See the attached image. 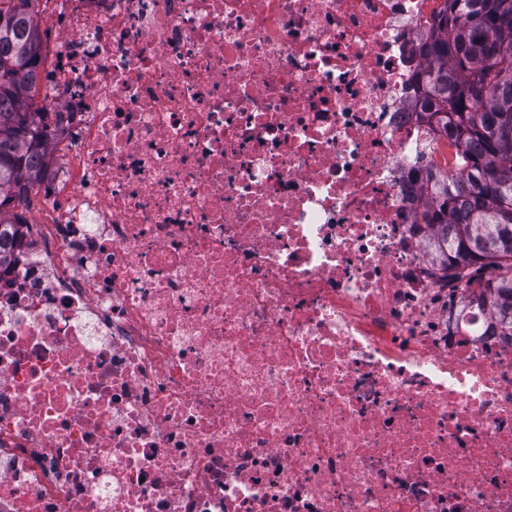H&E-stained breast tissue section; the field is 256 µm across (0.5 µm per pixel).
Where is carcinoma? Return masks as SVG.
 I'll return each instance as SVG.
<instances>
[{
    "label": "carcinoma",
    "mask_w": 512,
    "mask_h": 512,
    "mask_svg": "<svg viewBox=\"0 0 512 512\" xmlns=\"http://www.w3.org/2000/svg\"><path fill=\"white\" fill-rule=\"evenodd\" d=\"M31 0H0V268L15 262L22 217L11 211L41 181L52 148L50 113L29 94L43 65ZM418 52L420 108L452 141V170L427 172L421 223L433 228L432 262L489 293L512 336V0H444Z\"/></svg>",
    "instance_id": "carcinoma-1"
}]
</instances>
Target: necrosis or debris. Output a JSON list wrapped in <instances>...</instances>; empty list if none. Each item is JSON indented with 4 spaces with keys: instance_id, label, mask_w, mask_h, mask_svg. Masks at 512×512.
<instances>
[{
    "instance_id": "necrosis-or-debris-1",
    "label": "necrosis or debris",
    "mask_w": 512,
    "mask_h": 512,
    "mask_svg": "<svg viewBox=\"0 0 512 512\" xmlns=\"http://www.w3.org/2000/svg\"><path fill=\"white\" fill-rule=\"evenodd\" d=\"M440 3L61 0L0 512H512V336L413 219Z\"/></svg>"
}]
</instances>
